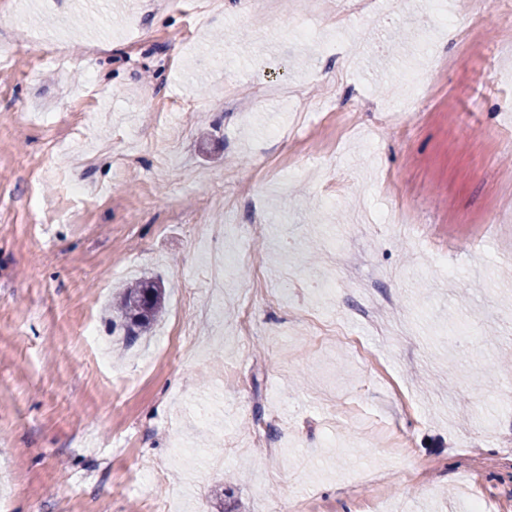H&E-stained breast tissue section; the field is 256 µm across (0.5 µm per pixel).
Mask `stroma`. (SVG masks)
Masks as SVG:
<instances>
[{"label": "stroma", "mask_w": 512, "mask_h": 512, "mask_svg": "<svg viewBox=\"0 0 512 512\" xmlns=\"http://www.w3.org/2000/svg\"><path fill=\"white\" fill-rule=\"evenodd\" d=\"M294 2L0 0V512H512V0ZM164 288H154L150 280H140L122 289L117 307L124 322L126 336L136 337L147 332L163 311Z\"/></svg>", "instance_id": "stroma-1"}]
</instances>
